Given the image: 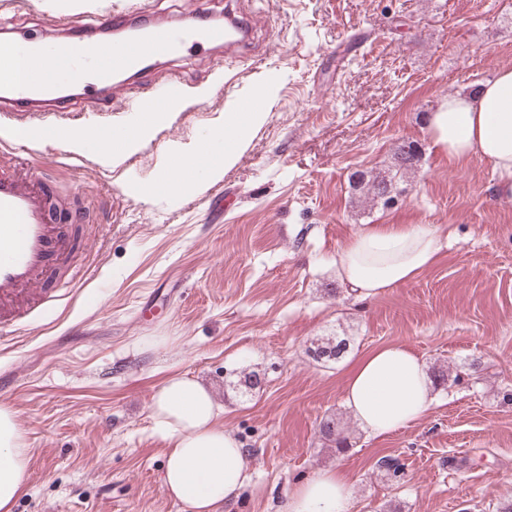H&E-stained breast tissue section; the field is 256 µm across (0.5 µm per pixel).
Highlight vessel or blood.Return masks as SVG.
<instances>
[{
  "label": "vessel or blood",
  "mask_w": 512,
  "mask_h": 512,
  "mask_svg": "<svg viewBox=\"0 0 512 512\" xmlns=\"http://www.w3.org/2000/svg\"><path fill=\"white\" fill-rule=\"evenodd\" d=\"M112 16V27L123 38L115 44L101 39L97 79L87 83L85 95L117 98L143 112L166 102L170 92L181 91L182 83L178 76H170L166 91L141 98L134 90L141 72L183 49L211 57L215 47L240 44L255 25L248 15L230 21L201 19L192 11L180 18L159 17L148 12L144 0H122L113 6ZM47 59L60 71L75 69L78 61L74 53L33 43L22 30L8 29L0 35V126L23 130L32 122L49 127L67 120L58 104L60 87L43 68ZM64 217L44 177L24 165L0 171V318L28 317L24 304L33 289L47 282L68 257Z\"/></svg>",
  "instance_id": "b4317fda"
}]
</instances>
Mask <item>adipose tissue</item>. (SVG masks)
Instances as JSON below:
<instances>
[{
    "label": "adipose tissue",
    "mask_w": 512,
    "mask_h": 512,
    "mask_svg": "<svg viewBox=\"0 0 512 512\" xmlns=\"http://www.w3.org/2000/svg\"><path fill=\"white\" fill-rule=\"evenodd\" d=\"M263 102L246 112L234 104L223 127L202 142L177 150L174 173L161 175L144 197L174 195L220 179L249 148L266 122L271 94L254 90ZM431 145L451 160L476 158L497 174L512 193V67L499 68L476 91L441 103L426 116ZM439 238L426 224H368L336 255V272L357 298H373L416 278L439 254ZM345 401L360 426L373 437L404 429L424 418L433 405L424 361L399 344L376 347L360 356L345 382ZM151 416L168 446L162 485L183 512H218L238 498L251 475L243 445L219 422L210 392L182 374L169 376L152 399ZM28 482V450L15 412L0 405V512H13ZM350 485L341 468L322 469L289 493L285 512H348Z\"/></svg>",
    "instance_id": "adipose-tissue-1"
}]
</instances>
